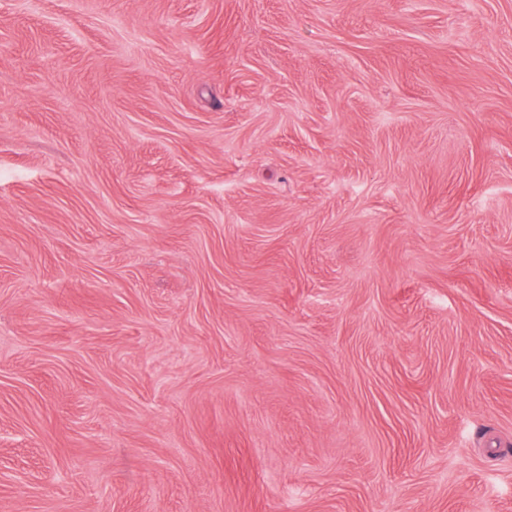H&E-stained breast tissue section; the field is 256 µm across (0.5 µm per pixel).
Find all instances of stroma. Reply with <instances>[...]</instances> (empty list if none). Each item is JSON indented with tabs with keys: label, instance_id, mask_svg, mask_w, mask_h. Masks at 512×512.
Wrapping results in <instances>:
<instances>
[{
	"label": "stroma",
	"instance_id": "stroma-1",
	"mask_svg": "<svg viewBox=\"0 0 512 512\" xmlns=\"http://www.w3.org/2000/svg\"><path fill=\"white\" fill-rule=\"evenodd\" d=\"M0 512H512V0H0Z\"/></svg>",
	"mask_w": 512,
	"mask_h": 512
}]
</instances>
